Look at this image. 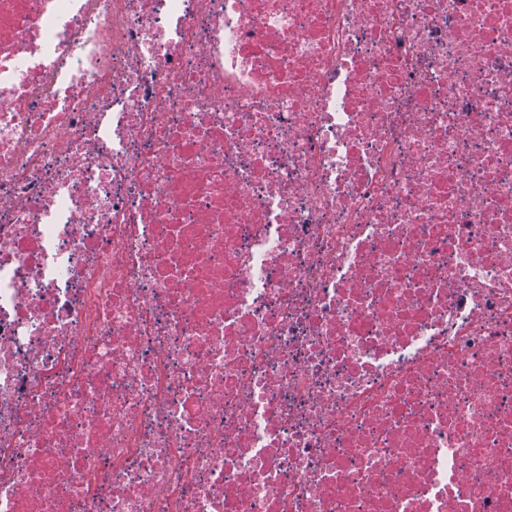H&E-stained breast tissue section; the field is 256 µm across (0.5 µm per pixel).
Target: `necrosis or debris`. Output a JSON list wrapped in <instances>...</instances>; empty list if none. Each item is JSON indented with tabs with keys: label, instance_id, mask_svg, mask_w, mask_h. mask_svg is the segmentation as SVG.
<instances>
[{
	"label": "necrosis or debris",
	"instance_id": "necrosis-or-debris-1",
	"mask_svg": "<svg viewBox=\"0 0 512 512\" xmlns=\"http://www.w3.org/2000/svg\"><path fill=\"white\" fill-rule=\"evenodd\" d=\"M0 512H512V0H0Z\"/></svg>",
	"mask_w": 512,
	"mask_h": 512
}]
</instances>
